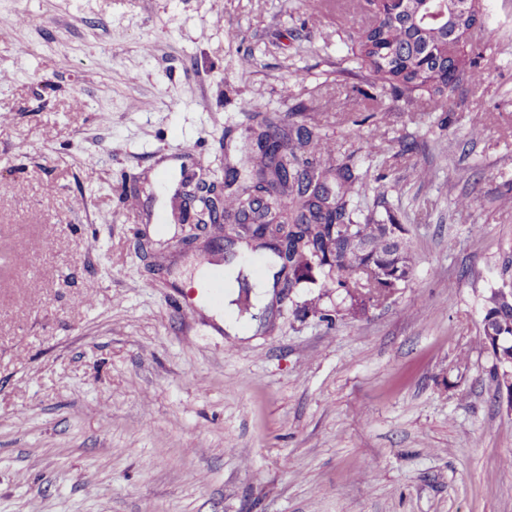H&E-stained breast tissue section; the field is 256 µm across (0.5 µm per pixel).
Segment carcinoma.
Instances as JSON below:
<instances>
[{
	"mask_svg": "<svg viewBox=\"0 0 512 512\" xmlns=\"http://www.w3.org/2000/svg\"><path fill=\"white\" fill-rule=\"evenodd\" d=\"M446 34L431 24L417 25L393 18L388 11L377 14L376 25L362 31L353 55L376 76L387 81L397 97L411 99L419 92L452 94L455 84L476 83L483 72L478 67L481 52L472 50L469 65L457 70L458 59L439 47ZM250 127L256 154H249L242 168L229 167L225 184L224 214L233 223L217 224L215 205L199 214L201 224L224 229V235L263 240L275 231L271 221L288 225L286 248L273 246L280 270H288L283 289L302 284H320L344 292L349 311L356 315L374 301L373 284L398 288L412 271L410 248L399 224H384L360 216L355 199L367 186L368 171L354 156L338 168L342 182L333 201L315 173L301 168L291 136L311 154H324L332 145L314 128L299 125L295 134L281 120L254 112ZM338 226L331 231V225ZM500 339L501 356L512 358V288L491 294L483 317L482 343L495 346Z\"/></svg>",
	"mask_w": 512,
	"mask_h": 512,
	"instance_id": "carcinoma-1",
	"label": "carcinoma"
}]
</instances>
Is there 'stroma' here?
<instances>
[{
	"label": "stroma",
	"instance_id": "stroma-1",
	"mask_svg": "<svg viewBox=\"0 0 512 512\" xmlns=\"http://www.w3.org/2000/svg\"><path fill=\"white\" fill-rule=\"evenodd\" d=\"M363 3L0 0V512H512L480 342L512 283V0L481 2L482 81L409 104L352 54ZM252 110L368 166L414 264L385 301L296 288L244 339L205 313L217 254L175 197L240 165Z\"/></svg>",
	"mask_w": 512,
	"mask_h": 512
}]
</instances>
